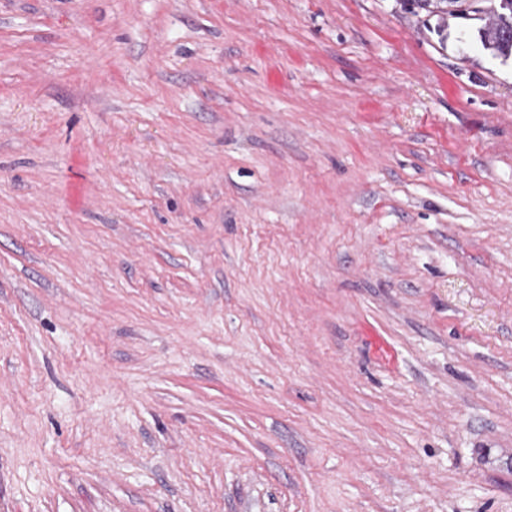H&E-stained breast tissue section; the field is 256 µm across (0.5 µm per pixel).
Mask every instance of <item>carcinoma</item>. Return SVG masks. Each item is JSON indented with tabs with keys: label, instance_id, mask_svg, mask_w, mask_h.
<instances>
[{
	"label": "carcinoma",
	"instance_id": "1",
	"mask_svg": "<svg viewBox=\"0 0 512 512\" xmlns=\"http://www.w3.org/2000/svg\"><path fill=\"white\" fill-rule=\"evenodd\" d=\"M512 0H403L417 16H437L440 20L467 19L479 22L477 38L484 51L502 62L512 60Z\"/></svg>",
	"mask_w": 512,
	"mask_h": 512
}]
</instances>
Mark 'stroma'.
Segmentation results:
<instances>
[{
    "instance_id": "35a3bbf8",
    "label": "stroma",
    "mask_w": 512,
    "mask_h": 512,
    "mask_svg": "<svg viewBox=\"0 0 512 512\" xmlns=\"http://www.w3.org/2000/svg\"><path fill=\"white\" fill-rule=\"evenodd\" d=\"M0 512H512V61L0 0Z\"/></svg>"
}]
</instances>
